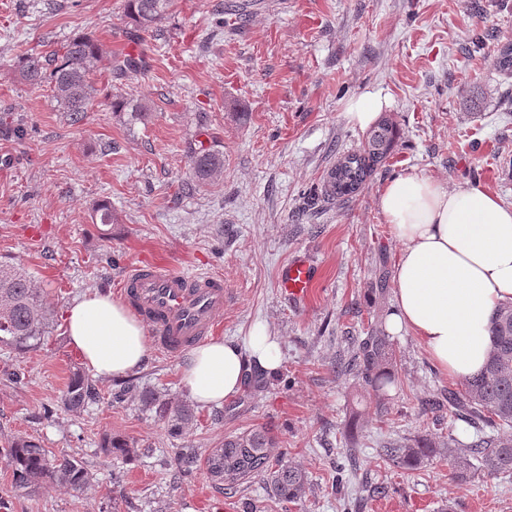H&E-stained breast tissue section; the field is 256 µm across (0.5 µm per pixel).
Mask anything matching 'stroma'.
<instances>
[{
  "label": "stroma",
  "instance_id": "obj_1",
  "mask_svg": "<svg viewBox=\"0 0 512 512\" xmlns=\"http://www.w3.org/2000/svg\"><path fill=\"white\" fill-rule=\"evenodd\" d=\"M220 0H173L157 35L130 40L123 0H0V261L24 268L54 303L41 347H0V504L8 512H512V476L462 482L439 455L405 471L383 446L430 433L469 442L473 430L447 412L423 415L421 400L455 386L410 333L391 337L396 382L386 416L351 375L337 372L357 337L385 331L393 307L397 243L378 197L386 183L419 172L448 187H479L512 201V78L497 69L499 40L512 38V0H243L247 18L220 16ZM107 56L142 53L145 67L95 77L98 92L72 122L49 88L19 77L22 55L50 57L75 35ZM400 132L385 163L346 203L323 199L330 168L365 132L345 116L367 92ZM123 96L147 102V121L113 112ZM208 135H200L201 124ZM204 139L224 153V174L199 186L186 145ZM106 201L114 221L96 223ZM309 257L319 279L294 304L280 268ZM160 259L184 272L223 275L217 318L228 341L261 322L279 336L277 378L220 406L195 407L192 425L169 434L143 391L188 400L180 358L149 352L128 378H95L84 410L56 406L85 364L64 334L72 301L116 291L133 264ZM53 415H45L46 407ZM272 429L275 455L304 468L302 502L274 501L265 484L218 491L204 470L180 477L184 448L207 453L224 436ZM132 439V459L106 454L102 437ZM29 438L81 460L91 488L17 490L3 457ZM345 464L342 489L332 478Z\"/></svg>",
  "mask_w": 512,
  "mask_h": 512
}]
</instances>
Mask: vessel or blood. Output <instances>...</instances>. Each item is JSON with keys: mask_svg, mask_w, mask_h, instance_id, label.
<instances>
[{"mask_svg": "<svg viewBox=\"0 0 512 512\" xmlns=\"http://www.w3.org/2000/svg\"><path fill=\"white\" fill-rule=\"evenodd\" d=\"M279 282L285 296L306 301L316 285L317 269L311 260H294L281 269ZM119 291L148 326L154 348L169 357L215 334V318L227 297L223 276L179 273L154 260L132 267Z\"/></svg>", "mask_w": 512, "mask_h": 512, "instance_id": "vessel-or-blood-1", "label": "vessel or blood"}]
</instances>
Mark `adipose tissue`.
I'll list each match as a JSON object with an SVG mask.
<instances>
[{"instance_id": "obj_1", "label": "adipose tissue", "mask_w": 512, "mask_h": 512, "mask_svg": "<svg viewBox=\"0 0 512 512\" xmlns=\"http://www.w3.org/2000/svg\"><path fill=\"white\" fill-rule=\"evenodd\" d=\"M379 209L400 245L389 331L412 332L437 367L470 377L488 357L492 317L512 302V202L412 172L383 187ZM66 334L100 378H125L148 357L143 326L105 291L72 302ZM280 356L277 337L258 324L242 341L196 346L181 380L195 404L220 405L241 391L253 367L276 370Z\"/></svg>"}]
</instances>
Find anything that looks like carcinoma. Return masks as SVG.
Returning <instances> with one entry per match:
<instances>
[{"label": "carcinoma", "mask_w": 512, "mask_h": 512, "mask_svg": "<svg viewBox=\"0 0 512 512\" xmlns=\"http://www.w3.org/2000/svg\"><path fill=\"white\" fill-rule=\"evenodd\" d=\"M172 0H124L125 16L130 20V35L138 38L156 30L165 20ZM508 47L497 48L496 64L505 76H512V39ZM105 55L98 41L88 34L70 39L63 54L47 69L39 55L22 56L17 65L20 78L34 87L48 86L64 111L79 122L97 94L94 76ZM115 112L128 113L131 120L144 121L150 107L124 97L112 101ZM399 138L393 122L383 119L367 132L361 148L342 155L328 172L324 194L345 200L364 188L375 170L392 152ZM190 176L198 185L213 182L224 173V156L204 143L188 146ZM52 303L25 273L0 264V346L17 353L35 351L49 334ZM491 350L485 367L448 389L443 399L424 401L425 412L448 408L451 417H463L475 429V438L460 448L448 445V466L460 481L481 477L493 480L512 474V303L500 307L490 325ZM345 370L374 392L380 412L387 410L383 389L392 381L393 350L388 337L372 330L358 341L356 352ZM97 398L95 385L83 373L69 378L60 402L62 408L77 412ZM142 401L166 427L179 433L194 418L191 408L179 401L144 392ZM276 437L267 428H254L224 437L203 459L193 452L182 456L183 467L204 466L208 478L221 491L235 492L252 480L269 486L273 496L297 504L306 494L308 475L272 454ZM102 448L109 455L131 457L134 442L107 433ZM441 449L439 441L422 435L406 444L393 443L381 449V458L406 470H414ZM13 482L20 489L36 491L47 483L63 485L76 493L90 486V474L79 460L68 455H53L31 439L11 442L6 454Z\"/></svg>", "instance_id": "carcinoma-1"}]
</instances>
